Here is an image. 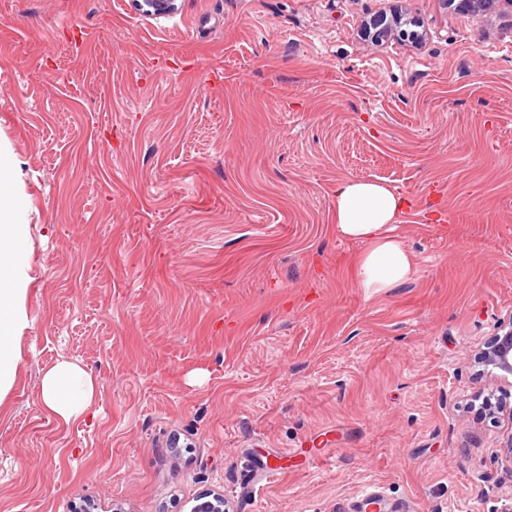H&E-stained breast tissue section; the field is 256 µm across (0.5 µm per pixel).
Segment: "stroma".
I'll return each mask as SVG.
<instances>
[{"instance_id": "1", "label": "stroma", "mask_w": 512, "mask_h": 512, "mask_svg": "<svg viewBox=\"0 0 512 512\" xmlns=\"http://www.w3.org/2000/svg\"><path fill=\"white\" fill-rule=\"evenodd\" d=\"M402 10L419 44L368 23ZM27 326L0 512H506L512 6L0 0ZM408 200L410 278L366 295L336 185ZM96 381L65 421L41 396ZM501 333L496 335L493 345L485 350L482 360L486 366L503 378L512 375V319L499 329ZM41 393L48 411L68 421L90 408L95 395V381L80 366L62 361L43 376Z\"/></svg>"}]
</instances>
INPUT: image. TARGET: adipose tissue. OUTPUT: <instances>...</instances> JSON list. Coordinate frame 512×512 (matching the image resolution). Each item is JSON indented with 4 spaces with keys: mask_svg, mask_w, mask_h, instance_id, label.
I'll list each match as a JSON object with an SVG mask.
<instances>
[{
    "mask_svg": "<svg viewBox=\"0 0 512 512\" xmlns=\"http://www.w3.org/2000/svg\"><path fill=\"white\" fill-rule=\"evenodd\" d=\"M405 205L403 198L375 182L347 180L336 187L337 232L368 245L349 264L352 282L366 294L393 287L412 274V255L390 233ZM19 214L13 160L0 151V394L12 385L17 362L14 338L26 326L19 306L24 294V239ZM41 393L48 411L68 420L90 408L95 381L80 366L62 361L44 375Z\"/></svg>",
    "mask_w": 512,
    "mask_h": 512,
    "instance_id": "obj_1",
    "label": "adipose tissue"
}]
</instances>
